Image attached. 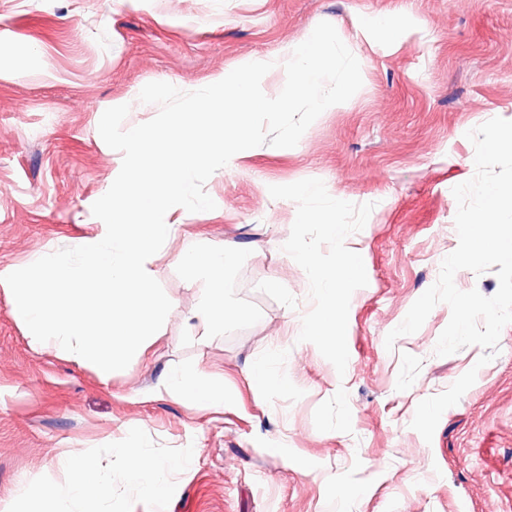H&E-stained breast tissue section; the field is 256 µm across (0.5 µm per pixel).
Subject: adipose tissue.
Wrapping results in <instances>:
<instances>
[{"label":"adipose tissue","instance_id":"adipose-tissue-1","mask_svg":"<svg viewBox=\"0 0 512 512\" xmlns=\"http://www.w3.org/2000/svg\"><path fill=\"white\" fill-rule=\"evenodd\" d=\"M177 260L209 282L199 298L196 319L209 329L223 327L230 316L224 304V271L232 264L233 253L196 245L180 253ZM155 390L158 396L185 399L205 410L224 407L223 387L200 370L171 371ZM119 454L124 459L125 483L155 497L165 495L173 479L191 462L189 456L180 453L163 461L140 448H123ZM64 465L65 479L55 483L49 492L57 512H113L109 465L84 451L67 452Z\"/></svg>","mask_w":512,"mask_h":512}]
</instances>
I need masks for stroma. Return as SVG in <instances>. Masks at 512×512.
<instances>
[{
  "mask_svg": "<svg viewBox=\"0 0 512 512\" xmlns=\"http://www.w3.org/2000/svg\"><path fill=\"white\" fill-rule=\"evenodd\" d=\"M369 17L402 23L405 38L362 29ZM323 21L357 58L361 89L295 147L260 145L217 170L205 184L214 210L170 209L154 268L173 308L127 368L104 381L33 348L0 286V504L47 512L63 453L80 448L110 459L117 512H512V323L483 366L477 345L435 355L443 303L385 347L458 246L452 189L475 174L466 132L512 120V0H0V273L100 233L91 207L122 165L98 132L106 109L149 121L159 108L139 101L146 84L195 91L287 59ZM307 178L373 206L347 238L368 284L351 298L342 375L297 340L308 279L282 249L297 206L268 191ZM198 241L238 255L224 278L233 315L213 336L194 318L207 281L175 261ZM273 352L256 384L253 364ZM191 367L223 384V411L151 397ZM473 368L424 441L418 403ZM118 448L193 463L155 501L124 483Z\"/></svg>",
  "mask_w": 512,
  "mask_h": 512,
  "instance_id": "1",
  "label": "stroma"
}]
</instances>
